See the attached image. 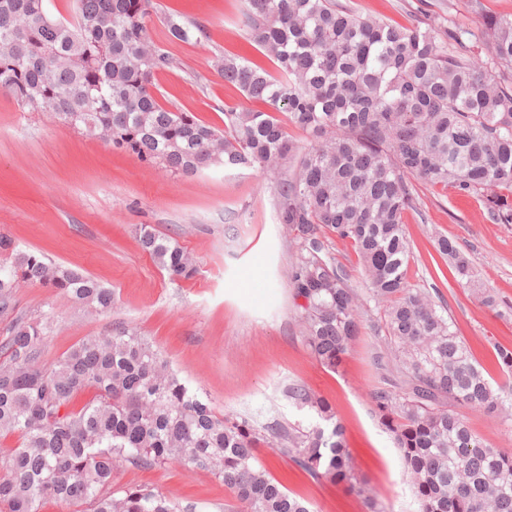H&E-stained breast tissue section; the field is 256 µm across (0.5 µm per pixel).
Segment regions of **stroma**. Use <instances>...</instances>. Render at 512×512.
Instances as JSON below:
<instances>
[{"label":"stroma","mask_w":512,"mask_h":512,"mask_svg":"<svg viewBox=\"0 0 512 512\" xmlns=\"http://www.w3.org/2000/svg\"><path fill=\"white\" fill-rule=\"evenodd\" d=\"M363 17L403 26H474L471 0H340ZM160 9L204 26L198 44L169 41L160 22L152 40L178 59L156 78L166 106L223 127L224 108L262 109L225 82L213 59L238 55L262 67L269 60L245 38L243 0H158ZM279 179L214 167L193 177L171 174L135 155L79 133L37 112L19 111L0 96V234L17 248L82 269L112 290V310L96 313L61 291L24 284L16 309L52 311L43 357L52 363L79 341L126 327L148 339L191 388L216 411L248 420L269 441L261 465L314 512H367L346 487L317 479L279 454L297 424L316 417L288 396L304 385L326 399L345 429L355 465L386 512H418L403 461L372 400L389 354L376 311H369L339 371L323 367L301 339L298 301L289 284L293 233L278 222ZM416 210L404 216L410 247L407 279L429 292L494 381L495 345L512 347V224L493 223L483 202L452 188L421 184ZM170 238L192 256L190 278L162 271L140 246L141 226ZM469 253L495 304L459 283L434 249L437 236ZM143 485L195 512H228L233 498L210 472L180 465L125 462L112 472L116 490Z\"/></svg>","instance_id":"35a3bbf8"}]
</instances>
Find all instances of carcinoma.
<instances>
[{
  "mask_svg": "<svg viewBox=\"0 0 512 512\" xmlns=\"http://www.w3.org/2000/svg\"><path fill=\"white\" fill-rule=\"evenodd\" d=\"M72 19L54 16L48 0H0V95L23 112H41L108 145L182 175L212 167L274 177L279 223L295 233L289 275L300 305L303 341L325 368L337 370L374 304L393 368L395 393L373 402L394 437L419 512H512V453L478 438L447 403L497 418L512 428V348L497 345L505 379L492 383L471 347L420 288L406 280L409 245L403 223L416 208L415 183L451 184L483 199L496 224H512V16L484 14L476 30L439 23L400 27L363 18L336 0H244L247 39L277 75L235 55L215 66L224 80L270 111L224 106V129L173 111L154 92L156 76L178 60L154 44L159 16L172 41L197 44L205 29L162 14L156 0H75ZM483 47L486 56L476 49ZM311 137L296 146L280 118ZM329 231L349 243L367 273L365 295L342 268L322 258ZM143 250L170 275L189 278L191 256L143 230ZM435 251L465 285L478 288L473 260L440 236ZM22 283L67 294L92 310L112 309V291L79 269L47 262L0 235V436L18 435L0 465V512H41L48 499L70 512H183L165 493L142 486L111 490L123 461L178 464L221 479L236 512H311L258 463L266 442L247 421L217 415L138 334L121 331L72 346L43 362L45 330L15 314ZM94 398L69 410L85 390ZM291 398L320 422L300 427L279 452L315 478L344 484L384 512L355 468L331 404L303 386Z\"/></svg>",
  "mask_w": 512,
  "mask_h": 512,
  "instance_id": "obj_1",
  "label": "carcinoma"
}]
</instances>
